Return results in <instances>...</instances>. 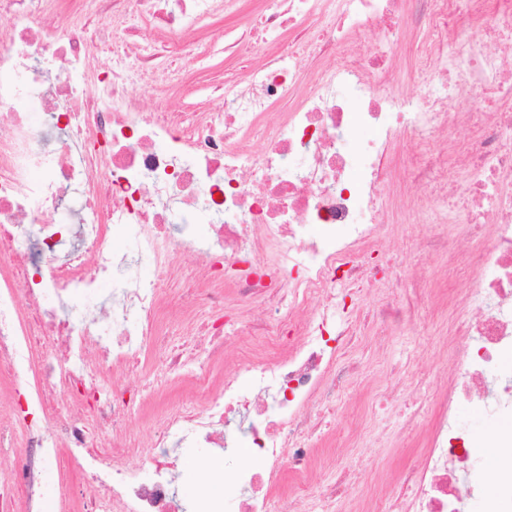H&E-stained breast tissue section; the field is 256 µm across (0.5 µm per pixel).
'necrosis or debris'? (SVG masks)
<instances>
[{"instance_id":"4bbe7bcc","label":"necrosis or debris","mask_w":512,"mask_h":512,"mask_svg":"<svg viewBox=\"0 0 512 512\" xmlns=\"http://www.w3.org/2000/svg\"><path fill=\"white\" fill-rule=\"evenodd\" d=\"M244 5L0 0V457L15 459L0 512H37L49 469L59 512H274L283 498L498 512L512 497V0H259L241 47L256 62L225 69L222 105L177 110L184 62ZM402 51L414 93L392 76ZM424 209L444 298L424 268L405 288L393 271L387 215ZM132 226L133 256L117 247ZM425 310L447 317L437 370L365 385L364 327L382 355ZM409 383L431 389L429 418L404 412ZM353 386L364 419L398 410L379 445L424 433L395 479L360 489L359 462L336 454L363 430L323 428ZM462 402L499 422L494 459ZM202 444L237 461L223 499L179 490Z\"/></svg>"}]
</instances>
